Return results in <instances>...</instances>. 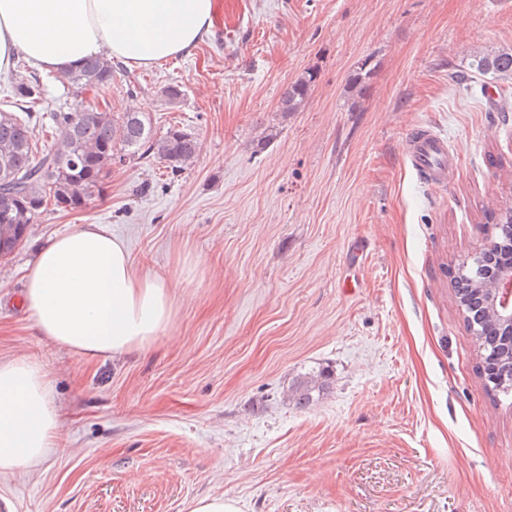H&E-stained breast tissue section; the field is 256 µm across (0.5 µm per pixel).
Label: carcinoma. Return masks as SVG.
I'll return each instance as SVG.
<instances>
[{
    "instance_id": "1",
    "label": "carcinoma",
    "mask_w": 512,
    "mask_h": 512,
    "mask_svg": "<svg viewBox=\"0 0 512 512\" xmlns=\"http://www.w3.org/2000/svg\"><path fill=\"white\" fill-rule=\"evenodd\" d=\"M476 71L499 80H512V49L476 56ZM115 69L106 58H92L64 74L78 90L104 89L112 84ZM315 74L311 71L288 84L280 97V111L298 112L308 99ZM44 104V83L39 74L29 72L11 85L10 94L0 100V167L12 178L0 181V246L14 250L25 238L24 232L50 206L66 201L87 204L102 194L108 169L123 159L154 157L175 175L186 170L198 151L196 137L174 124L156 135L150 117L143 112L112 113L96 107L86 112H54L53 124L61 134L56 149L38 156L31 113ZM15 107L19 113L4 110ZM503 232L493 238L494 250L512 245L506 225H512V210L501 216ZM455 295L467 329L476 338L483 363L486 389L496 395L512 394V352L505 342L509 328L496 317L484 298L477 268L459 272ZM332 374L327 370L297 378L284 392L285 399L298 408H307L314 394L327 392Z\"/></svg>"
}]
</instances>
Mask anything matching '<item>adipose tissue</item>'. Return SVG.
<instances>
[{"instance_id": "obj_1", "label": "adipose tissue", "mask_w": 512, "mask_h": 512, "mask_svg": "<svg viewBox=\"0 0 512 512\" xmlns=\"http://www.w3.org/2000/svg\"><path fill=\"white\" fill-rule=\"evenodd\" d=\"M214 14V0H0V71L22 57L63 73L104 54L147 67L189 52ZM173 298L172 283L138 270L99 224L43 244L25 275L37 335L88 358L148 347L169 324ZM59 427L45 371L25 358L0 362V475L37 467Z\"/></svg>"}]
</instances>
